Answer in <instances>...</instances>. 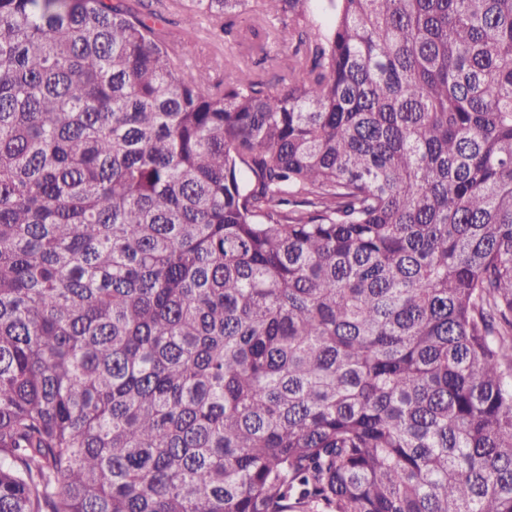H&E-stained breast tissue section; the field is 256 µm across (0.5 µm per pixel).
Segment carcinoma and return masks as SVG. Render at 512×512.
Returning <instances> with one entry per match:
<instances>
[{
    "label": "carcinoma",
    "instance_id": "cac0c4a2",
    "mask_svg": "<svg viewBox=\"0 0 512 512\" xmlns=\"http://www.w3.org/2000/svg\"><path fill=\"white\" fill-rule=\"evenodd\" d=\"M140 2L0 0V512H512V0ZM153 4V8L157 10L161 16L159 26L163 27L169 34V38L173 41L182 40V23L181 12L173 7L171 0H161ZM224 19L217 24L202 21L198 37L187 45L181 60L189 66L197 63L210 67L211 79L221 73L215 66L216 59L222 60L225 54L235 51V45L230 36H224L220 28Z\"/></svg>",
    "mask_w": 512,
    "mask_h": 512
}]
</instances>
